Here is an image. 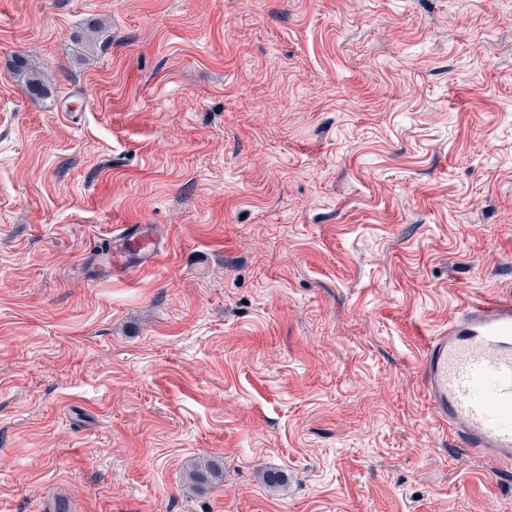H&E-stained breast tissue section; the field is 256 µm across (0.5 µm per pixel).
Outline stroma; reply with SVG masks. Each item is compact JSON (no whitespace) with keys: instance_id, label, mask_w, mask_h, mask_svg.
<instances>
[{"instance_id":"35a3bbf8","label":"stroma","mask_w":512,"mask_h":512,"mask_svg":"<svg viewBox=\"0 0 512 512\" xmlns=\"http://www.w3.org/2000/svg\"><path fill=\"white\" fill-rule=\"evenodd\" d=\"M479 296L512 0H0V512H512L421 385ZM12 74L29 98L37 100L48 96L50 86L48 76L34 61L30 60L29 55L20 54L15 57ZM119 233L120 254L114 261L116 271H127L152 262L158 255L150 224H124ZM133 255L130 260V256ZM224 468L213 460H206L194 464L186 474V480L190 488H203L214 484L223 478Z\"/></svg>"}]
</instances>
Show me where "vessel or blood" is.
<instances>
[{
  "instance_id": "1",
  "label": "vessel or blood",
  "mask_w": 512,
  "mask_h": 512,
  "mask_svg": "<svg viewBox=\"0 0 512 512\" xmlns=\"http://www.w3.org/2000/svg\"><path fill=\"white\" fill-rule=\"evenodd\" d=\"M119 240L120 272L158 255L151 225H124ZM421 379L441 423L467 451L512 462V298L462 304L431 336Z\"/></svg>"
}]
</instances>
